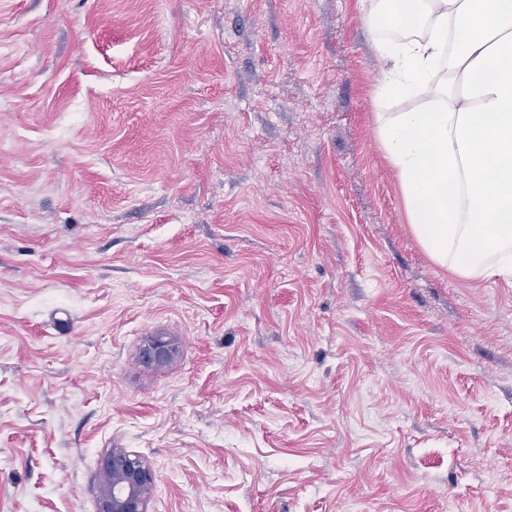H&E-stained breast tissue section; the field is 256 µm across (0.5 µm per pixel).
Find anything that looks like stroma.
<instances>
[{
    "instance_id": "obj_1",
    "label": "stroma",
    "mask_w": 512,
    "mask_h": 512,
    "mask_svg": "<svg viewBox=\"0 0 512 512\" xmlns=\"http://www.w3.org/2000/svg\"><path fill=\"white\" fill-rule=\"evenodd\" d=\"M376 35L0 0V512H97L116 448L147 512H512V284L413 236ZM173 351V347L168 341L156 338L144 348L142 357L145 363L160 366L172 359Z\"/></svg>"
}]
</instances>
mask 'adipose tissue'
I'll return each instance as SVG.
<instances>
[{
    "label": "adipose tissue",
    "mask_w": 512,
    "mask_h": 512,
    "mask_svg": "<svg viewBox=\"0 0 512 512\" xmlns=\"http://www.w3.org/2000/svg\"><path fill=\"white\" fill-rule=\"evenodd\" d=\"M411 21L379 39L378 99L424 97L381 115L410 227L457 277L512 279V0H407Z\"/></svg>",
    "instance_id": "adipose-tissue-1"
}]
</instances>
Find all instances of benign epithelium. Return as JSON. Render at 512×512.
I'll list each match as a JSON object with an SVG mask.
<instances>
[{
  "instance_id": "benign-epithelium-1",
  "label": "benign epithelium",
  "mask_w": 512,
  "mask_h": 512,
  "mask_svg": "<svg viewBox=\"0 0 512 512\" xmlns=\"http://www.w3.org/2000/svg\"><path fill=\"white\" fill-rule=\"evenodd\" d=\"M173 356L171 344L161 338L151 340L144 348V362L164 365ZM153 474L150 466L124 448L112 449L105 462L99 483V512H146Z\"/></svg>"
}]
</instances>
